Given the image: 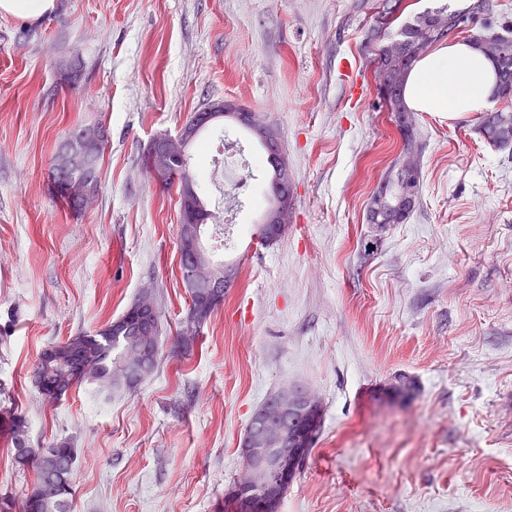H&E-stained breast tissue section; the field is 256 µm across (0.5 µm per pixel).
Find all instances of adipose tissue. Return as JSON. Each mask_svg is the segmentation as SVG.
<instances>
[{
    "label": "adipose tissue",
    "mask_w": 512,
    "mask_h": 512,
    "mask_svg": "<svg viewBox=\"0 0 512 512\" xmlns=\"http://www.w3.org/2000/svg\"><path fill=\"white\" fill-rule=\"evenodd\" d=\"M496 75L484 53L453 40L422 56L409 72L404 101L415 112L455 120L494 103Z\"/></svg>",
    "instance_id": "obj_1"
}]
</instances>
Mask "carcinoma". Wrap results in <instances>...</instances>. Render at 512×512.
Returning a JSON list of instances; mask_svg holds the SVG:
<instances>
[{"instance_id": "carcinoma-1", "label": "carcinoma", "mask_w": 512, "mask_h": 512, "mask_svg": "<svg viewBox=\"0 0 512 512\" xmlns=\"http://www.w3.org/2000/svg\"><path fill=\"white\" fill-rule=\"evenodd\" d=\"M400 0H385L384 12L387 21L377 22L368 30L363 51L371 56L376 76L388 80V97L384 99L389 111L401 118L397 124L403 139L404 154L412 159L418 152L414 135L411 111L403 98L405 80L415 61L432 45L446 37L462 31L467 26L459 12L447 8L420 13L412 21L404 24L399 37H388L386 30L398 19L396 12ZM485 28L496 34L497 41L492 45L474 40V44L483 50L494 64L498 79L497 94L502 99L512 100V26L495 28L485 24ZM488 143L497 148L512 145V111L497 110L484 114L480 126ZM199 141L194 137L186 147L185 158L174 162V175L165 180L168 187H176L179 202L192 196L199 190V175L190 169L189 150ZM271 167L268 185L269 207L282 201L288 190L289 174L285 166L288 162L266 158ZM419 171L408 168L407 163L393 164L381 179L373 196H378L385 188L400 193L408 187L412 190L413 202L404 208L392 210L386 219L388 224H402L416 206L419 194ZM121 318L129 319L126 331L119 335L114 324L110 323L95 335L81 334L71 336L65 341L51 344V348L60 353L55 358L41 353L36 361L33 378H41L53 386L65 391L82 384L107 385L112 376L124 367L132 358L136 347L141 343L137 332V301H132ZM392 394L403 399L414 394V382L400 376L390 385ZM323 406L316 403L309 408L304 403L297 405L293 412L295 423L288 431V441H294V435L300 427L306 426L309 417L321 419ZM10 444L14 450L15 462L22 468H31L34 480L26 486L21 495H0V512H69L70 501L74 495L72 480L77 449L68 442H60L49 448H33L27 439V421L22 415H16L10 422Z\"/></svg>"}]
</instances>
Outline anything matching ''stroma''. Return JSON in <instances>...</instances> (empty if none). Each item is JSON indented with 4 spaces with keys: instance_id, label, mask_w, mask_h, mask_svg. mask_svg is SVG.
Masks as SVG:
<instances>
[{
    "instance_id": "obj_1",
    "label": "stroma",
    "mask_w": 512,
    "mask_h": 512,
    "mask_svg": "<svg viewBox=\"0 0 512 512\" xmlns=\"http://www.w3.org/2000/svg\"><path fill=\"white\" fill-rule=\"evenodd\" d=\"M381 3L56 0L0 16V494L33 479L10 451L15 409L33 447L77 448L70 512H235L253 412L302 385L323 418L278 512H512V147L487 142L480 114L415 113L420 198L404 223H368L402 151L361 53ZM217 100L277 129L288 228L252 260L267 178L244 172L242 227L212 251L237 275L177 354L179 196L144 156ZM97 123V198L75 214L54 158ZM147 285L154 372L45 401L42 350L96 333ZM399 374L411 398L388 393Z\"/></svg>"
}]
</instances>
